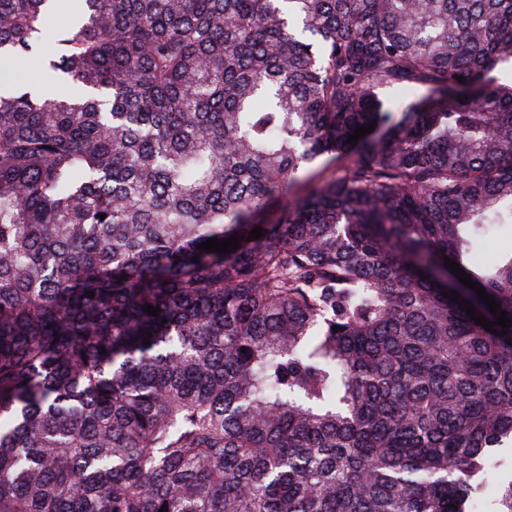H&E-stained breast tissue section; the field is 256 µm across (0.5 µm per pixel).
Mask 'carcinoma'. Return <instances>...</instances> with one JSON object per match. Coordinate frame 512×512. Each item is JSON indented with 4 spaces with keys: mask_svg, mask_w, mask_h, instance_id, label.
Masks as SVG:
<instances>
[{
    "mask_svg": "<svg viewBox=\"0 0 512 512\" xmlns=\"http://www.w3.org/2000/svg\"><path fill=\"white\" fill-rule=\"evenodd\" d=\"M55 7L0 0L67 90H0V512H467L512 437V251L471 259L512 0H78L48 49ZM334 166V163L330 161L328 156H323L316 159L311 164L305 165L299 171V185L297 188V195H301L305 192L306 188L313 182H315L324 169H330Z\"/></svg>",
    "mask_w": 512,
    "mask_h": 512,
    "instance_id": "1",
    "label": "carcinoma"
}]
</instances>
